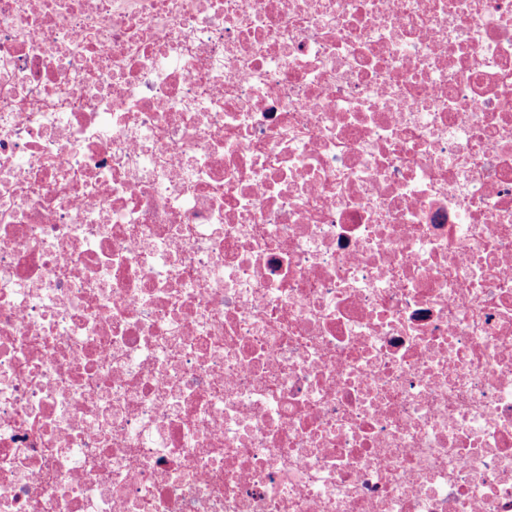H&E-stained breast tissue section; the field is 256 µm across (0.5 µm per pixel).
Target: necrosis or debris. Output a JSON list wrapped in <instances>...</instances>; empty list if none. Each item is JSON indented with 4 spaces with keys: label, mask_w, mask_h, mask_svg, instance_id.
Masks as SVG:
<instances>
[{
    "label": "necrosis or debris",
    "mask_w": 512,
    "mask_h": 512,
    "mask_svg": "<svg viewBox=\"0 0 512 512\" xmlns=\"http://www.w3.org/2000/svg\"><path fill=\"white\" fill-rule=\"evenodd\" d=\"M0 512H512V0H0Z\"/></svg>",
    "instance_id": "obj_1"
}]
</instances>
